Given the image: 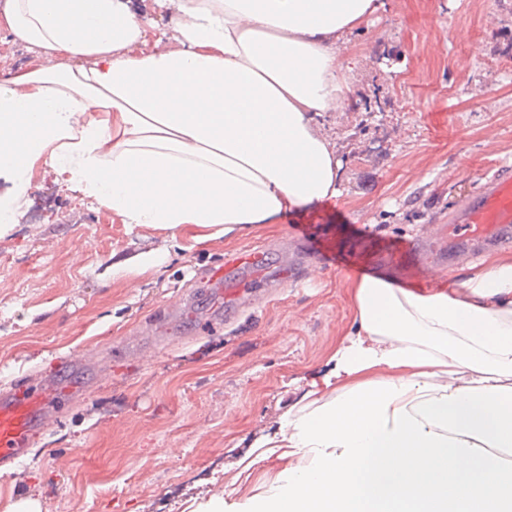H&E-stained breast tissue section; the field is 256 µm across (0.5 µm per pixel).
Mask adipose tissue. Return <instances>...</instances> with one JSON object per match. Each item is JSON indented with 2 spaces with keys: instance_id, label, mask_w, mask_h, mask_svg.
<instances>
[{
  "instance_id": "ef3b65f1",
  "label": "adipose tissue",
  "mask_w": 512,
  "mask_h": 512,
  "mask_svg": "<svg viewBox=\"0 0 512 512\" xmlns=\"http://www.w3.org/2000/svg\"><path fill=\"white\" fill-rule=\"evenodd\" d=\"M5 0L43 63L0 83L12 200L41 161L127 224L231 232L341 196L317 116L342 38L382 0ZM358 326L288 418V470L249 512H512V260L455 288L367 276ZM151 4L152 0H131L132 8L141 13L140 16L144 20L147 31L150 34L153 32L154 27L170 24L169 15L153 11Z\"/></svg>"
}]
</instances>
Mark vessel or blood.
Here are the masks:
<instances>
[{"label":"vessel or blood","instance_id":"b4317fda","mask_svg":"<svg viewBox=\"0 0 512 512\" xmlns=\"http://www.w3.org/2000/svg\"><path fill=\"white\" fill-rule=\"evenodd\" d=\"M512 240V171L498 170L481 189L460 204L448 218V255L479 251ZM283 269L271 276L263 253L243 257L237 268L241 282L254 284L294 276ZM70 389L58 379L43 377L20 393L0 396V468L19 462L32 440L40 433L50 411Z\"/></svg>","mask_w":512,"mask_h":512}]
</instances>
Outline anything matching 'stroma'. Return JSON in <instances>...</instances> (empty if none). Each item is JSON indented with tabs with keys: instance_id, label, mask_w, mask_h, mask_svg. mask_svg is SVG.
I'll list each match as a JSON object with an SVG mask.
<instances>
[{
	"instance_id": "stroma-1",
	"label": "stroma",
	"mask_w": 512,
	"mask_h": 512,
	"mask_svg": "<svg viewBox=\"0 0 512 512\" xmlns=\"http://www.w3.org/2000/svg\"><path fill=\"white\" fill-rule=\"evenodd\" d=\"M351 102L317 121L336 145L343 194L271 224L208 237L185 224H126L36 163L0 229V393L64 362L89 369L18 465L0 512H244L288 467L282 438L315 377L357 327L355 290L383 273L420 284V256L392 246L442 233L448 214L512 165V0H384L355 31ZM38 51L0 24V81ZM316 235L363 262H305L272 295L215 300L209 276L256 250L278 270Z\"/></svg>"
}]
</instances>
